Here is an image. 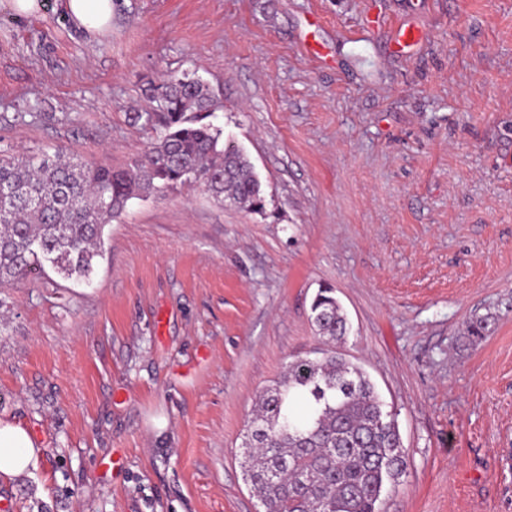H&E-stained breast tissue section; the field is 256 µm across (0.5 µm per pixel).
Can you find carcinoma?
I'll return each instance as SVG.
<instances>
[{
    "label": "carcinoma",
    "mask_w": 512,
    "mask_h": 512,
    "mask_svg": "<svg viewBox=\"0 0 512 512\" xmlns=\"http://www.w3.org/2000/svg\"><path fill=\"white\" fill-rule=\"evenodd\" d=\"M156 106L134 119L156 141L129 169L86 166L60 152L0 154V285L51 270L90 284L104 254L103 227L129 200L199 183L219 201L263 207L261 183L244 153L220 146L204 122L209 86L189 74L151 87ZM311 319L328 343L349 326L333 289L322 288ZM244 472L260 512H380L382 492L406 472L395 416L362 367L336 349L293 356L258 396L243 442Z\"/></svg>",
    "instance_id": "cac0c4a2"
}]
</instances>
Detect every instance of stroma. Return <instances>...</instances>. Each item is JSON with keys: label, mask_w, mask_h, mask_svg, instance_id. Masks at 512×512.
<instances>
[{"label": "stroma", "mask_w": 512, "mask_h": 512, "mask_svg": "<svg viewBox=\"0 0 512 512\" xmlns=\"http://www.w3.org/2000/svg\"><path fill=\"white\" fill-rule=\"evenodd\" d=\"M401 23L427 40L396 45ZM185 72L264 209L179 184L105 226L91 286L0 288V413L43 446L0 499L256 512L246 425L323 348L330 287L407 451L382 512H512V0H122L95 37L59 0L0 8V152L129 167L146 88ZM311 319L318 335L327 343L336 344L348 333L346 315L332 288H321L311 304Z\"/></svg>", "instance_id": "stroma-1"}]
</instances>
